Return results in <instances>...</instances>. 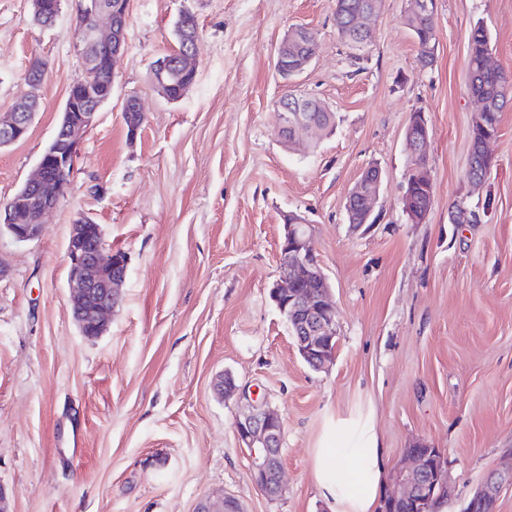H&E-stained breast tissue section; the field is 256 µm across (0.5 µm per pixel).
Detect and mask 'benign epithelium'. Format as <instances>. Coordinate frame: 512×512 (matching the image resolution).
Returning <instances> with one entry per match:
<instances>
[{"label":"benign epithelium","mask_w":512,"mask_h":512,"mask_svg":"<svg viewBox=\"0 0 512 512\" xmlns=\"http://www.w3.org/2000/svg\"><path fill=\"white\" fill-rule=\"evenodd\" d=\"M377 0H367L368 8L358 11L350 24L352 31L369 29L375 15ZM405 19L434 17V0H411ZM61 0H35L34 12L50 22L58 16ZM83 9L92 25L80 34L78 48L83 60V74L69 88L53 138L40 156L35 171L0 211V232L5 230L19 241L35 239L44 215L55 208L61 195L60 178H72L80 157L81 136L95 121L100 106L112 96L114 70L107 65L120 58L126 46L128 0H84ZM107 17L109 27L99 26ZM307 28L296 27L278 47V54L292 62L287 76L301 74L312 57L299 55L296 45ZM152 79L170 100L182 96L197 75L195 45L186 44L171 57L153 63ZM31 99L20 97L11 112L0 116V147L25 139L36 115ZM328 108L321 101L291 96L279 103L280 123L289 145H296L316 136L324 122L314 117ZM130 135L138 133L144 115L137 98L129 97L123 105ZM430 129L424 113L410 122L405 131L406 149L411 165L406 174L407 191L403 209L416 222L425 219L434 198V184L425 158ZM382 172L369 166L348 192L346 212L348 223L357 230L371 219L379 198ZM283 272L270 296L282 313H288L290 331L299 354L315 370L326 368L335 358L337 309L331 290L320 267L310 225L290 214L285 220L284 235L279 244ZM69 302L72 314L83 336L95 338L104 330L106 320L118 301L125 280L128 258L125 252L112 250L104 243L103 229L88 217L72 225L67 245ZM225 398L242 404L235 415L233 429L240 447L248 450L250 477L258 490L270 498L284 492L281 447L285 436L284 422L278 412L250 398L232 380L223 384ZM447 460L436 448H407L405 462L392 475L393 490L387 495L384 508L390 510L402 501H409L414 512H430L446 479ZM512 486V460L492 472L475 491L464 512H494L499 493Z\"/></svg>","instance_id":"1"}]
</instances>
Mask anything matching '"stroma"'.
<instances>
[{
	"instance_id": "35a3bbf8",
	"label": "stroma",
	"mask_w": 512,
	"mask_h": 512,
	"mask_svg": "<svg viewBox=\"0 0 512 512\" xmlns=\"http://www.w3.org/2000/svg\"><path fill=\"white\" fill-rule=\"evenodd\" d=\"M82 0L37 26L31 0H0V115L46 65L27 137L0 148V205L53 137L82 75ZM410 0H380L354 59L336 0H129L127 50L112 96L80 144L66 194L38 238L0 235V488L8 512H195L231 498L243 512H331L316 449L378 436L388 470L422 443L448 459L469 498L512 453V106L490 144L485 183L466 177L478 104L468 37L484 25L495 67L512 77V0H435V59L422 66L404 23ZM198 24L197 77L166 100L153 63L176 44L182 12ZM297 26L312 63L286 81L274 63ZM335 114L318 143L287 146L281 99ZM145 115L137 135L127 97ZM430 127L434 200L412 223L402 196L413 112ZM382 171L374 224L353 230L345 202L368 166ZM308 220L338 312L336 355L315 370L269 297L288 213ZM129 258L101 336H82L67 288V241L81 216ZM285 424L282 497L261 494L233 431L225 377Z\"/></svg>"
}]
</instances>
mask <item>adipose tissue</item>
Masks as SVG:
<instances>
[{"label": "adipose tissue", "instance_id": "obj_1", "mask_svg": "<svg viewBox=\"0 0 512 512\" xmlns=\"http://www.w3.org/2000/svg\"><path fill=\"white\" fill-rule=\"evenodd\" d=\"M314 473L320 495L335 512H376L386 462L375 433H367L358 448L318 449Z\"/></svg>", "mask_w": 512, "mask_h": 512}]
</instances>
